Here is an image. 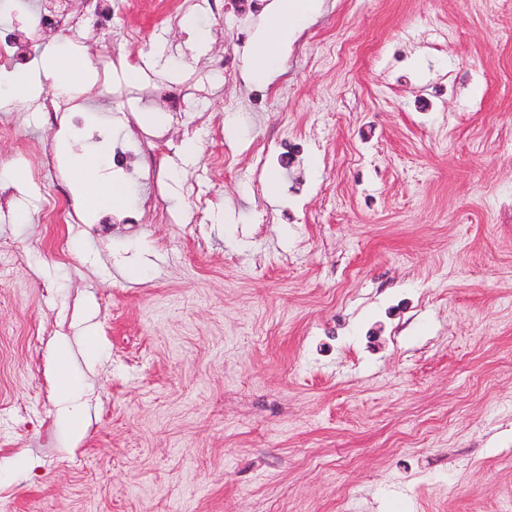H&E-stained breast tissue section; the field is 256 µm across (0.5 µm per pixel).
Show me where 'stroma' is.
I'll list each match as a JSON object with an SVG mask.
<instances>
[{"label": "stroma", "instance_id": "1", "mask_svg": "<svg viewBox=\"0 0 512 512\" xmlns=\"http://www.w3.org/2000/svg\"><path fill=\"white\" fill-rule=\"evenodd\" d=\"M271 2L46 0L87 41L0 67V512H512V0H321L255 79ZM78 49L75 113L14 98ZM61 138L121 203L74 214ZM155 140L144 132L135 131L134 135L127 136L116 146L112 164L120 168L125 175L130 176L133 181L141 182L132 162L138 155L148 150L149 141Z\"/></svg>", "mask_w": 512, "mask_h": 512}]
</instances>
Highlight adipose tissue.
Here are the masks:
<instances>
[{
	"label": "adipose tissue",
	"mask_w": 512,
	"mask_h": 512,
	"mask_svg": "<svg viewBox=\"0 0 512 512\" xmlns=\"http://www.w3.org/2000/svg\"><path fill=\"white\" fill-rule=\"evenodd\" d=\"M317 8L316 0H273L266 17V35L251 47V57L257 70L264 71L281 60L293 29ZM71 170L78 191L80 207L95 212L121 202L124 188L117 183L106 184L96 177L98 154L84 151L71 158Z\"/></svg>",
	"instance_id": "adipose-tissue-1"
}]
</instances>
